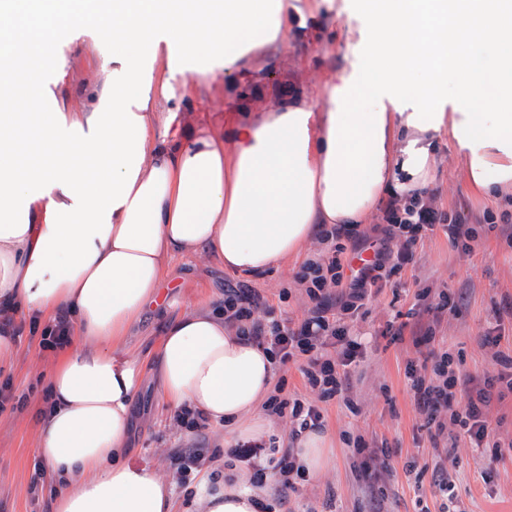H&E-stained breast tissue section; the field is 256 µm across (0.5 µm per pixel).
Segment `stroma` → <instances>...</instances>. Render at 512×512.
<instances>
[{
    "mask_svg": "<svg viewBox=\"0 0 512 512\" xmlns=\"http://www.w3.org/2000/svg\"><path fill=\"white\" fill-rule=\"evenodd\" d=\"M288 40L265 44L250 58L243 74H228L202 90L191 86L195 69L222 62L223 51L189 55L171 75L176 96L170 106L180 126L210 123L222 129L229 118L266 98L294 92L317 97L337 73L358 67L372 48L374 23L363 0H288ZM55 62L44 70L41 86L65 99L86 98L88 86L112 59L110 43L90 27L68 30L53 47ZM442 212L458 215L473 229L471 250L450 247L443 232L424 238L415 257L398 275V287L385 288L367 305L364 316L350 321L352 337L363 352L348 366L345 398L320 402L308 387L301 362L277 373L283 397L319 404L324 427L332 435L330 463L320 475L307 477L297 491H280L275 479L259 488L273 512H512V458L492 460L456 425L454 445H432L426 422L408 392V369L422 364L430 350L449 352L456 373L479 380L512 374L502 354L512 346V199L494 202L480 194L456 162L448 139L438 145L435 180L428 190ZM329 255L313 241L284 266L252 287L260 305L290 324L301 323L312 302L297 276L310 259ZM237 276L207 254L178 257L171 277L161 285V305L144 312L133 326L127 348L148 359L167 319L195 308L220 309L224 290ZM503 324L506 341L487 343L485 336ZM6 377L18 410L0 411V512H54V489L36 477V428L44 407L42 390L57 362L43 349L41 336L23 331ZM352 407H345V400ZM135 431L132 460L157 472L172 488L178 512H197L193 482L179 483L176 470L185 449L198 448V471H223L212 457L225 448L223 427L207 424L200 432L179 426L161 405L155 383L145 378L133 405ZM363 439L382 448V462L357 452ZM414 471H405L407 459ZM454 479L455 500L435 481L436 468Z\"/></svg>",
    "mask_w": 512,
    "mask_h": 512,
    "instance_id": "1",
    "label": "stroma"
}]
</instances>
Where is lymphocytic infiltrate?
<instances>
[{
  "label": "lymphocytic infiltrate",
  "mask_w": 512,
  "mask_h": 512,
  "mask_svg": "<svg viewBox=\"0 0 512 512\" xmlns=\"http://www.w3.org/2000/svg\"><path fill=\"white\" fill-rule=\"evenodd\" d=\"M443 229L451 246L473 239L463 220L439 211L431 199L409 203L391 199L382 222L375 230L381 245L369 265L354 274L343 272L340 260L347 243L356 241L359 229L354 224H337L326 230L324 239L332 251L328 261H308L301 276L308 282L307 294L313 302L308 317L298 326L278 319L260 320L256 316L259 297L250 288H229L224 292V322L241 335L249 337L268 350L275 364L283 365L304 359L302 374L309 385L320 387L322 400L342 392V367L357 356L361 344L349 334L348 322L356 318L371 297L391 286L393 278L409 264L420 239ZM337 285V293H328V285ZM342 345L340 359H332L327 346ZM448 353L434 354L431 375L409 374V392L428 425L434 426L436 437L445 434L446 421L459 425L479 448L489 449L493 459H502L503 445L488 420L485 407L489 393L480 383H473L465 399H456L454 390L459 378L450 371ZM233 456L251 471L252 486H263L268 476L277 474L283 487H291L293 479H304L290 449H277L263 441L249 442L233 449Z\"/></svg>",
  "instance_id": "f902f5d3"
}]
</instances>
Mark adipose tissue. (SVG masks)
Returning <instances> with one entry per match:
<instances>
[{
    "instance_id": "ef3b65f1",
    "label": "adipose tissue",
    "mask_w": 512,
    "mask_h": 512,
    "mask_svg": "<svg viewBox=\"0 0 512 512\" xmlns=\"http://www.w3.org/2000/svg\"><path fill=\"white\" fill-rule=\"evenodd\" d=\"M486 0H366L375 36L366 61L309 96L268 100L230 133L173 132L172 92L152 85L132 46L169 41L166 65L224 47L240 70L283 39L284 0H0V59L49 66L57 34L95 28L117 77L88 112L41 109V86L0 126L39 125L38 162L0 137V310L41 319L69 310L78 345L50 373L36 453L57 488L56 512H176L171 488L129 462L131 411L145 374L125 338L156 305L174 257L209 252L225 270L260 279L298 255L321 225L364 224L385 194L406 200L434 181L448 136L457 163L486 196L512 193V22ZM458 74L460 112H430L424 68ZM411 88L413 112L392 91ZM162 401L202 413L237 438L270 430L262 403L270 353L207 309L167 321L155 350ZM236 474L200 477L201 512H258Z\"/></svg>"
}]
</instances>
